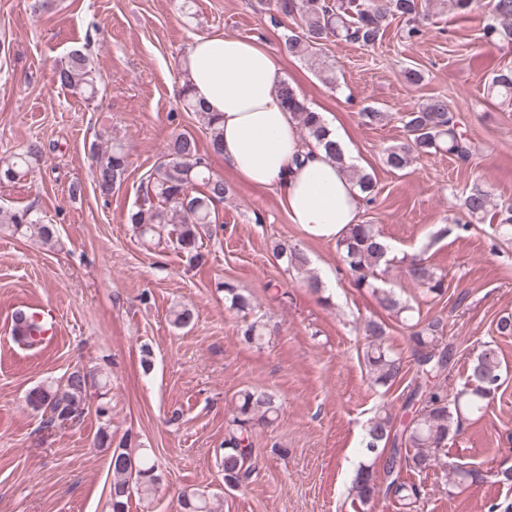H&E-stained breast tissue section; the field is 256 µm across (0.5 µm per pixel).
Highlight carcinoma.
Instances as JSON below:
<instances>
[{
    "label": "carcinoma",
    "mask_w": 512,
    "mask_h": 512,
    "mask_svg": "<svg viewBox=\"0 0 512 512\" xmlns=\"http://www.w3.org/2000/svg\"><path fill=\"white\" fill-rule=\"evenodd\" d=\"M349 8L345 0H277L278 9L292 20L296 27L285 34V45L293 56L305 58L321 51L332 37L364 47L374 46L382 36L383 22L388 17L403 19L402 36L412 41L422 35L425 14L420 11V0H352ZM489 22L484 29L488 41L512 45V0H489ZM93 59L85 47L72 48L64 62L56 69L61 86L83 93L91 99L96 86L90 75ZM488 95L504 102L512 101V69L494 71L488 78ZM280 94L296 121L308 134L328 150V156L343 163L342 153L328 139V131L320 117L300 100L293 87L283 83ZM210 133V153L221 152L223 129L217 118L203 113ZM401 121L407 132L405 140L384 149L383 161L393 170L408 168L423 154L444 149L448 154L465 159L470 154L468 141L458 132V122L451 112L448 99L436 96L416 110L405 113ZM94 161V182L103 196L112 194L121 184L129 166L126 146L119 140L103 146L92 142L89 146ZM44 145L29 142L25 148L8 157L0 158V184L12 183L27 174L41 160ZM227 188L224 181L213 176L209 153L199 150L191 135L180 133L167 143L165 152L147 177L142 187V199L127 215V223L140 237L155 234V229L169 227L173 247L189 256L190 261L203 265L206 256L199 240L217 222L215 204L224 200ZM493 206L491 195L478 186L464 196L461 207L472 218H479ZM0 229L15 234H36L46 243L57 244L54 225L46 224L29 208L4 209L0 207ZM348 270L358 288H370L379 307L399 317L411 308L390 290L379 288L375 281L383 268L390 265L388 247L383 236L370 224H350L337 238ZM276 259L301 269L305 257L296 244L278 243L273 249ZM406 274L411 281L428 292L441 296L446 291L445 276L437 274L424 259L408 261ZM225 298L230 308L240 312L251 309L250 300L231 283H224ZM369 339L364 363L373 382L382 387L394 384L402 371V358L384 346L386 325L369 320L364 325ZM242 341L259 345L268 333L260 319L246 321L238 330ZM444 325L433 319L423 326L413 325L409 337L418 382L405 402L408 419L397 421L386 408H380L370 418L363 438V448L369 462L360 466L351 491L363 505L376 500L381 492L400 501L415 503L421 499V490L413 483L401 480L403 467L424 470L439 463L437 453L455 437L462 421L481 414L494 399L503 384L502 360L498 346L487 341L470 359L464 385L448 394V348L442 345ZM14 343L30 352L40 351L46 343L34 315L18 310L12 329ZM93 384L92 373L82 369L71 371L64 380L42 383L32 388L26 400L28 405L42 413L47 428L64 427L78 420L85 411L88 387ZM281 409L273 395L255 390L237 392L233 417L224 436L222 466L224 484L231 489L245 487L252 482L259 463L253 448L251 433L254 421H275ZM98 443L113 448L111 457L112 484L110 502L112 512H126L129 496L135 491L146 497L155 493L160 481L158 465L151 457L134 454L127 445L112 446V435L107 428L99 433ZM391 445L384 456L380 449ZM413 449L412 455L402 449ZM454 485L465 487L484 479L481 471L448 465ZM183 512H212L205 492L185 491L180 498Z\"/></svg>",
    "instance_id": "carcinoma-1"
}]
</instances>
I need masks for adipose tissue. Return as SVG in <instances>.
I'll list each match as a JSON object with an SVG mask.
<instances>
[{"label":"adipose tissue","mask_w":512,"mask_h":512,"mask_svg":"<svg viewBox=\"0 0 512 512\" xmlns=\"http://www.w3.org/2000/svg\"><path fill=\"white\" fill-rule=\"evenodd\" d=\"M188 60L192 98L219 114L221 156L240 183L276 190L290 223L316 239L336 240L358 223L364 195L345 171L355 162L347 134L339 124L329 127L344 154L339 164L283 103L284 74L275 55L259 42L216 35L196 39Z\"/></svg>","instance_id":"obj_1"}]
</instances>
